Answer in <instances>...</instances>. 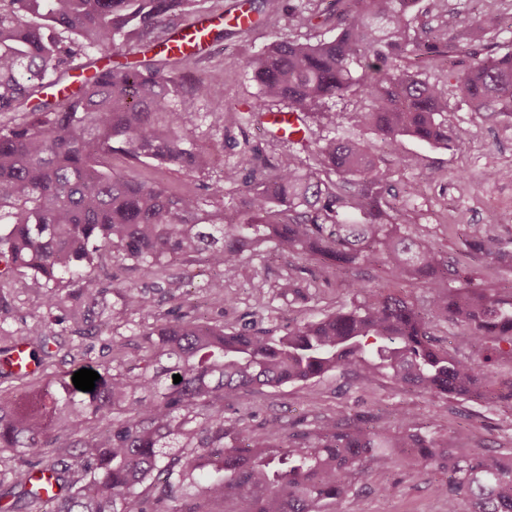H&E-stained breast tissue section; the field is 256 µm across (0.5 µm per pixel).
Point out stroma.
<instances>
[{
  "mask_svg": "<svg viewBox=\"0 0 512 512\" xmlns=\"http://www.w3.org/2000/svg\"><path fill=\"white\" fill-rule=\"evenodd\" d=\"M324 15L325 23L314 28L289 24L287 15L282 14L248 31L214 34L207 56L175 68L174 74L180 80L217 81L224 88L225 105L238 111L237 125L221 127L208 118L207 101L184 93L173 97V111L188 110L199 115L194 142L200 151L210 156L208 170L189 177L178 167L160 165L150 159L135 164L118 153L112 157L113 171L157 178L173 191L198 192L203 184L221 178L224 169L235 167L247 172V159L256 148L267 156L292 152L299 158H306L301 144L278 136L268 121L269 114L287 111V103H271L265 106L263 114H255L261 89L241 62L278 36L313 43L335 35V8L325 9ZM474 18L486 20L496 32L489 43V53L512 48V34L506 31L507 26L512 25V0H448L449 37L460 36ZM423 76L440 82L445 89L448 114L453 123L466 132L465 148L451 151L407 137L398 153L383 154L382 166L392 193L393 218L402 224L419 225L424 238L452 260L459 258L462 241L471 226L493 219L497 222L495 232L504 250L512 252V179L491 181L485 177L487 171L512 168V119L486 120L469 112L448 78L445 62L426 63ZM367 107V99L356 90L340 98L324 100L319 106L320 116L307 119L305 123L307 139L348 137L364 132ZM415 182L421 183L422 190L413 195L409 187ZM294 266V260L274 253L255 256L239 275L225 281L224 291L234 300L233 307L227 309L210 299L205 285L215 272L200 256L158 275H146L117 262L113 263L112 272L116 288L133 280L141 287L153 289L160 314L180 308L227 327L250 321L257 330H270L280 336L296 322L321 317L351 300L334 276H322L315 271L298 273ZM292 272L298 273L308 299L287 305L278 298L276 285ZM171 285L178 288L180 300L169 298L167 288ZM261 295L267 300L263 308L257 304ZM138 322V317L132 316L112 323L110 338L121 345L124 362L128 365L145 353ZM107 339L63 336L56 357L40 376L22 381L0 379V396L9 397L55 378L64 379L80 369L96 367L102 360ZM406 409L417 411L431 430L441 434L467 429L470 447L512 453L511 404L488 407L467 400L433 398L412 389H398L386 379L377 380L367 388L356 379L336 374L320 381L244 396L226 404L224 412L226 416L240 418L241 428L249 432L259 431L266 420L273 418L285 427L303 429L318 417L340 410L367 420L379 429L393 431L397 428L399 414ZM439 476V471L432 466L409 464L357 478L352 493L340 504L339 512H443L441 500L432 492V483ZM374 482L390 485L391 495L384 499L375 497L370 490Z\"/></svg>",
  "mask_w": 512,
  "mask_h": 512,
  "instance_id": "stroma-1",
  "label": "stroma"
}]
</instances>
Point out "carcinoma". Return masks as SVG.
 Listing matches in <instances>:
<instances>
[{"instance_id": "obj_1", "label": "carcinoma", "mask_w": 512, "mask_h": 512, "mask_svg": "<svg viewBox=\"0 0 512 512\" xmlns=\"http://www.w3.org/2000/svg\"><path fill=\"white\" fill-rule=\"evenodd\" d=\"M193 2L0 0V218H11L0 232V353L21 342L42 362L53 357L58 334L46 332V319L2 328L14 317L11 287L27 274L44 281L49 319L63 333L100 335L114 319L154 316L149 291L134 283L119 288L120 307L108 305L112 275L96 272L106 253L146 269L202 254L221 272L207 285L210 297L229 306L224 281L267 248L344 276L343 288L360 301L281 337L183 314L145 326L141 363L98 365L91 392L67 384L0 397V450L14 460L0 512H18L21 499L38 512L37 475L59 487L55 512H218L219 504L224 512H337L356 477L414 462L446 474L433 484L445 512H512V454L459 453L465 430L430 432L413 410L394 432L340 412L311 429L287 433L272 420L244 436L225 416L224 403L243 393L337 372L367 388L385 376L428 395L512 400V379L496 381L497 358L512 357V288L474 285L469 266L448 264L418 225L392 222L381 158L361 134L309 142L305 161L253 152L240 205L227 210L224 183L238 181L235 168L205 186L214 211L194 192L112 171L116 152L188 173L209 165L192 138L195 114L169 111L182 85L166 63H114L104 54L121 37L189 60L166 46ZM342 2L334 38L280 39L244 59L264 100L307 115L357 88L369 101L365 126L388 153L404 135L459 150L465 133L448 119L447 95L420 75L422 63L443 57L470 111L512 117V50L464 64L487 40L480 19L470 21L465 41H452L443 23L410 27L418 0ZM321 17L314 0L288 13L308 26ZM91 50L103 53L92 70L80 63ZM188 93L209 102L214 123L237 122L219 84L196 82ZM463 245L512 271L493 225L473 226ZM363 265L385 267L399 283H424L425 303L353 276ZM63 275L79 284L65 296L55 288ZM277 296L308 300L291 275ZM441 321L461 327L457 349L474 348L482 359L438 346L431 327ZM175 374L182 381L162 384ZM95 421L108 427L95 432ZM55 427L63 436L52 439Z\"/></svg>"}]
</instances>
